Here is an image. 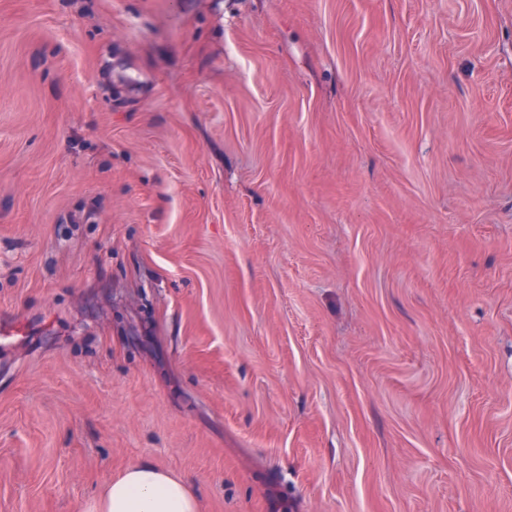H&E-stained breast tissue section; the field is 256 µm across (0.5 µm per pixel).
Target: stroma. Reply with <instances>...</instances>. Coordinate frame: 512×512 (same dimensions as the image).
Here are the masks:
<instances>
[{"instance_id":"stroma-1","label":"stroma","mask_w":512,"mask_h":512,"mask_svg":"<svg viewBox=\"0 0 512 512\" xmlns=\"http://www.w3.org/2000/svg\"><path fill=\"white\" fill-rule=\"evenodd\" d=\"M512 512V0H0V512ZM89 512H200L187 485L152 464L128 467L104 488Z\"/></svg>"}]
</instances>
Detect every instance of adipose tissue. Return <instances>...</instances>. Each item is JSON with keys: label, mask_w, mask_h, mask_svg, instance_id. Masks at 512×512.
Listing matches in <instances>:
<instances>
[{"label": "adipose tissue", "mask_w": 512, "mask_h": 512, "mask_svg": "<svg viewBox=\"0 0 512 512\" xmlns=\"http://www.w3.org/2000/svg\"><path fill=\"white\" fill-rule=\"evenodd\" d=\"M89 512H199V504L182 480L143 463L108 483Z\"/></svg>", "instance_id": "obj_1"}]
</instances>
